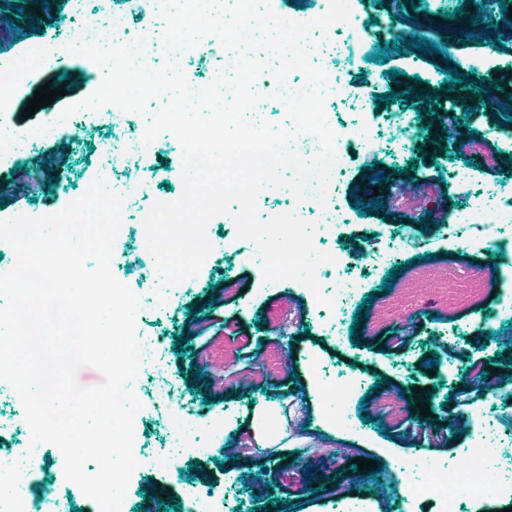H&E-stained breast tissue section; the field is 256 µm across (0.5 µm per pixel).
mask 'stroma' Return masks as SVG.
Wrapping results in <instances>:
<instances>
[{
  "label": "stroma",
  "instance_id": "stroma-1",
  "mask_svg": "<svg viewBox=\"0 0 512 512\" xmlns=\"http://www.w3.org/2000/svg\"><path fill=\"white\" fill-rule=\"evenodd\" d=\"M484 11L473 18L469 0H355L353 9L361 51L355 69L345 75L351 97L337 100L331 110L338 124L358 125L382 135L378 150L354 147L352 158L335 179L330 201L344 217L335 236L315 233L314 244L324 252L341 253L351 270L364 278V292L373 294L356 325L360 346L328 333L313 298L298 282L265 281L252 242L236 237L230 216L218 215L207 234L218 248L199 273L187 282L166 287V303H158L159 276L144 246L141 224L154 201L177 199L183 189L182 147L175 140H158L146 165L129 162L113 168L107 183L124 194L122 223L126 232L113 247L115 277L140 299L137 336L155 341L164 372L177 394L162 403L154 395L150 371H139L132 389L141 402L137 412L141 462L133 470L124 512H159L147 496L151 486H168L166 503L192 512L197 494L211 492L213 512H277L278 501L290 500V512H440L435 501L412 498L410 490L424 475L425 463L450 466L465 458L478 442L497 445L512 439V391L476 390L470 369L481 362L484 371L512 384V366L496 367L501 339L512 337V323L491 318L504 294L495 283L497 260L476 243L481 226L471 219L475 198L485 187L512 178V122L501 125L497 108L479 107L466 115L467 94L449 93L441 85L446 67L462 73L464 82L495 78L512 88V25L504 27L501 47L478 44L468 35L472 26L488 27L505 13L501 0H482ZM134 26L150 27L154 38L145 52L149 66L165 61L162 35L165 21L153 0H120ZM81 25L69 6L52 10L39 30L16 17L0 20V58L23 60L15 74L18 92L9 111L20 117L28 98L58 69L53 62L33 63L43 46L74 41ZM427 38L439 45L430 55L391 52L400 36ZM388 49L387 61L376 60ZM227 50L217 38L181 53L185 75L210 84L225 69ZM400 71L391 80L386 68ZM67 100H54L22 126L34 133L31 156L22 169L0 165V219L17 215L54 214L79 198L86 184L99 175L94 146L111 135L107 127L84 120L76 131L52 140L37 131L49 113L63 111L94 92L102 76L79 65ZM426 82L424 94L438 98L444 109H458L456 139H440L418 118L413 107L396 101L379 102L380 94L413 77ZM371 103L368 112L352 107L353 99ZM404 121L405 146L385 140L394 122ZM432 152L418 154L425 140ZM412 174H405L408 162ZM382 175L379 184L369 175ZM382 195L385 211L359 215L354 199ZM458 222L456 239H448L444 224ZM388 248L403 270L391 290H381L385 270H368L364 259L376 247ZM453 269L448 281L434 280L435 262ZM186 337V353L175 352L174 341ZM404 337L401 350L391 349L393 337ZM433 369H425L426 361ZM249 373V386L238 382ZM211 384L206 394L194 392L198 375ZM362 379L363 388L327 399L326 389L337 378ZM432 392L429 416L415 417L406 396L414 387ZM468 392L464 405H448L450 396ZM287 406L283 426L299 453L278 447L250 449L248 424L253 403ZM345 414L348 427L331 426L327 404ZM370 414L371 423L361 421ZM375 458L380 482L362 487L353 480L354 458ZM41 470L22 484L23 494L38 500L43 512H53L59 500L82 507L84 495L61 479L58 450H42ZM316 478L304 476L305 468Z\"/></svg>",
  "mask_w": 512,
  "mask_h": 512
}]
</instances>
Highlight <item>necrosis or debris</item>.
Masks as SVG:
<instances>
[{"label":"necrosis or debris","mask_w":512,"mask_h":512,"mask_svg":"<svg viewBox=\"0 0 512 512\" xmlns=\"http://www.w3.org/2000/svg\"><path fill=\"white\" fill-rule=\"evenodd\" d=\"M90 5L96 8L97 21L93 26L81 30L80 40L128 44L143 36V29L131 25L127 14L116 9L114 0H71L72 12L78 17L83 16ZM327 33L336 39L335 53L328 57L315 51L311 54V60L316 64L330 61L331 67L327 71L328 90L331 96L337 97L344 93L340 75L349 65L359 37L357 27L351 21L333 23ZM88 118L108 127L112 132L98 156L101 173L111 172L113 163L120 160L128 159L140 163L145 161L150 148L144 145L142 134L126 133L127 112L117 106L108 105L103 111L89 113ZM329 274L334 275L336 283L334 288L323 291L324 296L334 300L328 326L339 337L343 334V314L353 304L361 281L354 273L348 272L345 259L340 255L336 256L334 262L321 264L315 272L319 279ZM494 454V449L478 448L451 474L435 466H428V476L417 486V495L438 502L444 512H457L458 501L484 495L495 488V468L490 464V458Z\"/></svg>","instance_id":"4bbe7bcc"}]
</instances>
